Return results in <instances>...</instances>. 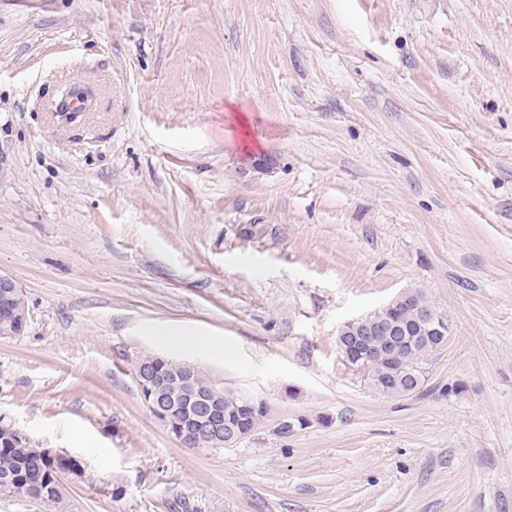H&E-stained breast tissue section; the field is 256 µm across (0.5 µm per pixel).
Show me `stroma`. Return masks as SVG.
Segmentation results:
<instances>
[{
  "label": "stroma",
  "instance_id": "1",
  "mask_svg": "<svg viewBox=\"0 0 512 512\" xmlns=\"http://www.w3.org/2000/svg\"><path fill=\"white\" fill-rule=\"evenodd\" d=\"M0 272V417L81 464L0 512H512V0H0ZM410 288L450 332L386 396L337 334ZM145 355L269 413L188 447ZM28 308L25 296L18 282L8 274L0 273V335L12 336L22 331L26 323ZM21 325V326H19ZM18 326V327H17ZM17 327L12 333L8 328ZM21 329V330H20ZM159 341L167 346L188 347L198 351H207L219 343L212 336H203L199 333H184L180 331L161 329L156 333Z\"/></svg>",
  "mask_w": 512,
  "mask_h": 512
}]
</instances>
